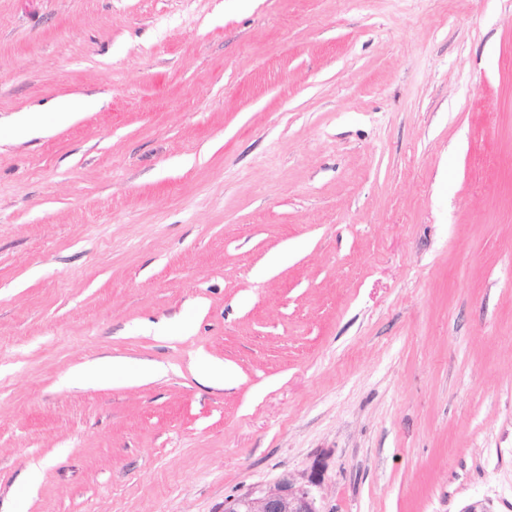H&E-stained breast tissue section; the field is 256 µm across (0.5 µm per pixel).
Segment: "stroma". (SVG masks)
<instances>
[{
    "instance_id": "stroma-1",
    "label": "stroma",
    "mask_w": 512,
    "mask_h": 512,
    "mask_svg": "<svg viewBox=\"0 0 512 512\" xmlns=\"http://www.w3.org/2000/svg\"><path fill=\"white\" fill-rule=\"evenodd\" d=\"M317 460L324 512H512V0H0V512Z\"/></svg>"
}]
</instances>
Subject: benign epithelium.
<instances>
[{"label":"benign epithelium","instance_id":"benign-epithelium-1","mask_svg":"<svg viewBox=\"0 0 512 512\" xmlns=\"http://www.w3.org/2000/svg\"><path fill=\"white\" fill-rule=\"evenodd\" d=\"M321 482L318 468L306 478L284 475L267 489L226 498L224 512H322L315 492Z\"/></svg>","mask_w":512,"mask_h":512}]
</instances>
